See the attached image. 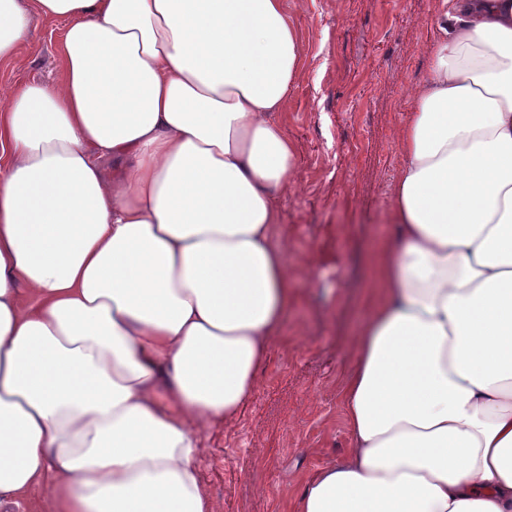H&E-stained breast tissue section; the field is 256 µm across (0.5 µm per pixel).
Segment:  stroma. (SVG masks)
Returning a JSON list of instances; mask_svg holds the SVG:
<instances>
[{"label":"stroma","mask_w":512,"mask_h":512,"mask_svg":"<svg viewBox=\"0 0 512 512\" xmlns=\"http://www.w3.org/2000/svg\"><path fill=\"white\" fill-rule=\"evenodd\" d=\"M305 59L285 109L296 144L274 235L300 300L235 420L201 431L212 512H291L317 467L350 448L339 394L368 311L403 159L396 131L430 77L438 0H284ZM61 20L32 13L0 87L61 77Z\"/></svg>","instance_id":"stroma-1"}]
</instances>
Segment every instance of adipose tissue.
<instances>
[{"instance_id": "ef3b65f1", "label": "adipose tissue", "mask_w": 512, "mask_h": 512, "mask_svg": "<svg viewBox=\"0 0 512 512\" xmlns=\"http://www.w3.org/2000/svg\"><path fill=\"white\" fill-rule=\"evenodd\" d=\"M64 20L0 89V500L212 512L231 423L298 300L272 236L304 48L283 0H0ZM431 76L340 394L350 448L292 512H512V0H440ZM62 29L63 21L59 19L29 13L23 48L9 62L0 64V87L57 82L62 72L57 54Z\"/></svg>"}]
</instances>
